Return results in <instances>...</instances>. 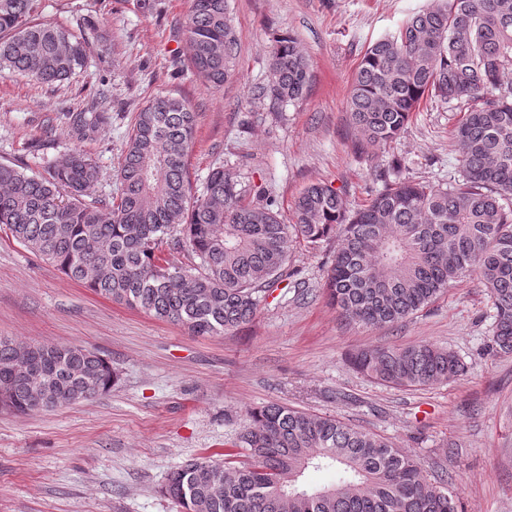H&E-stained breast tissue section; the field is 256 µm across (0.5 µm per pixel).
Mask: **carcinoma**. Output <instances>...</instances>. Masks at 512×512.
Returning a JSON list of instances; mask_svg holds the SVG:
<instances>
[{
  "mask_svg": "<svg viewBox=\"0 0 512 512\" xmlns=\"http://www.w3.org/2000/svg\"><path fill=\"white\" fill-rule=\"evenodd\" d=\"M33 0H0V76L58 85L85 63L90 45L31 19ZM184 34L191 71L220 88L238 40L228 0H191ZM270 83L256 95L276 104L302 100L308 59L292 36L270 50ZM512 0H431L391 35L372 43L353 76L348 112L359 153L396 140L427 98L457 100L468 112L456 129L461 178L436 185L403 177L395 159L368 204L349 211L325 183L306 186L292 223L273 198L246 197L237 172L212 168L202 191L185 158L197 113L158 97L136 113L118 173V202H86L97 164L65 154L29 174L0 163V228L68 278L98 295L182 325L195 336L222 335L256 316L261 299L288 276L291 243L316 250L338 240L324 292L339 316L362 327L404 321L454 282L475 275L494 309L492 348L512 356ZM63 117L82 141L108 126L104 101ZM195 264H173L163 249ZM16 341L0 337V408H33L34 386L13 371ZM55 409L93 398L115 381L112 365L76 344L36 345ZM358 372L409 389L464 375L454 352L421 342L362 350ZM224 459L189 460L167 477L165 496L180 512H458L444 478L428 479L412 455L386 438L331 416L268 403L247 413ZM336 483L310 487L311 471Z\"/></svg>",
  "mask_w": 512,
  "mask_h": 512,
  "instance_id": "obj_1",
  "label": "carcinoma"
}]
</instances>
